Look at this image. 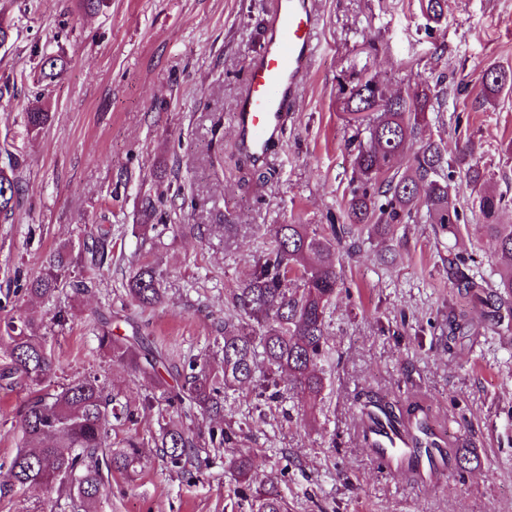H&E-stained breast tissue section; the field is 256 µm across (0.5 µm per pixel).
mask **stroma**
I'll list each match as a JSON object with an SVG mask.
<instances>
[{"label": "stroma", "mask_w": 512, "mask_h": 512, "mask_svg": "<svg viewBox=\"0 0 512 512\" xmlns=\"http://www.w3.org/2000/svg\"><path fill=\"white\" fill-rule=\"evenodd\" d=\"M275 0H0L13 36L0 47V168L19 196L0 218V318L30 306L25 283L46 257L82 248L95 225L112 227V262L87 292L67 289L33 305L55 355V380L98 374L131 401L148 393L99 348L92 327L112 316L119 335L139 325L174 361L208 353L224 333L232 288L247 281L272 224H325L343 217L352 175L344 102L359 79L415 97L442 83L428 112L448 154L475 144L512 224V90L473 110L490 67L512 69V0H445L440 24L418 0H315L316 53L303 75L285 133L264 165L246 158L235 108ZM61 57L54 80L42 56ZM50 113L39 134L23 115ZM457 169L461 220L453 234L431 225L374 229L344 258L345 286L330 309L331 374L312 418H285L254 394L230 395L224 419L251 424L254 484L275 487L292 512H512V321L471 313L449 341L452 312L466 307L448 259L473 255L492 277L500 259L486 236L478 198ZM159 198L161 222L139 235L140 202ZM150 265L164 275L163 302L132 305L125 282ZM62 313L64 323L52 322ZM378 393L430 408L451 447L470 457L464 473L428 480L381 471L362 438L358 399ZM24 393L0 388V512H32L33 494L7 490L21 446L15 409ZM335 435L328 445L327 435ZM194 477L151 459L115 476L100 512H249L223 468Z\"/></svg>", "instance_id": "obj_1"}]
</instances>
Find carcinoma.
Listing matches in <instances>:
<instances>
[{
    "label": "carcinoma",
    "instance_id": "1",
    "mask_svg": "<svg viewBox=\"0 0 512 512\" xmlns=\"http://www.w3.org/2000/svg\"><path fill=\"white\" fill-rule=\"evenodd\" d=\"M481 85L488 100L511 90L512 70L488 68ZM345 108L354 126L367 133L354 148L347 223L267 229L270 243L250 279L230 291L235 317L224 320L215 363L206 358L183 366L170 363L137 328L130 335H112V317L102 315L96 325L100 349L143 381L162 380L163 369L174 380L160 397L149 393L132 403L118 392H107L95 374L55 385L54 353L37 333L38 316L31 312L4 322L0 388L26 391L16 409L24 447L11 462L10 477L12 485L40 493L35 512H96L97 504L108 498L112 473L130 476L144 468L149 459L136 437L112 440V431L134 424L141 411L157 416L155 454L167 468L189 474L209 466L216 449L239 445L247 437V423L224 426L228 393L252 387L267 405L298 399L315 407L330 367L327 313L343 284L334 252L345 244L347 252L356 253L363 245L352 236L351 226L390 228L423 218L436 234L455 232L460 215L450 182L454 163H465L471 150L465 147L457 159L448 158L442 137L426 128L430 96L387 97L375 80L366 79L351 89ZM467 179L479 189L487 235L507 267L492 282L467 273L463 256H454L449 266L456 288L481 307L488 321L497 322L502 312L512 311V224L497 222L503 199L486 188L478 165H468ZM17 194L15 178L1 169V214H12ZM111 244V229L98 225L96 236L79 251L82 266L101 270ZM73 261L66 247L51 253L25 288L28 301L50 298L66 287ZM161 279L154 267L143 266L128 278L126 294L139 306L157 305L164 299ZM371 408L383 410L405 429L431 420L422 409L404 412L384 397H367L360 412ZM251 470L248 449L228 465L238 485L249 482ZM248 500L251 512H288V501L274 488L259 486Z\"/></svg>",
    "mask_w": 512,
    "mask_h": 512
}]
</instances>
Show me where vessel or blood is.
Segmentation results:
<instances>
[{
  "instance_id": "1",
  "label": "vessel or blood",
  "mask_w": 512,
  "mask_h": 512,
  "mask_svg": "<svg viewBox=\"0 0 512 512\" xmlns=\"http://www.w3.org/2000/svg\"><path fill=\"white\" fill-rule=\"evenodd\" d=\"M314 25L312 0H278L235 110L238 137L254 162L265 160L288 122L299 78L313 58ZM364 428L374 460L387 470L422 472L439 456V436L423 429L404 432L380 411H369Z\"/></svg>"
}]
</instances>
